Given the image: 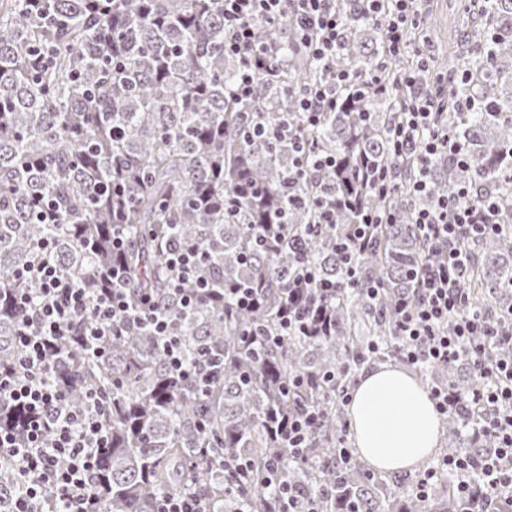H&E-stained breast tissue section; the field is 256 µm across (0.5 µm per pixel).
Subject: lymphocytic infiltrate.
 I'll use <instances>...</instances> for the list:
<instances>
[{
	"label": "lymphocytic infiltrate",
	"instance_id": "obj_1",
	"mask_svg": "<svg viewBox=\"0 0 512 512\" xmlns=\"http://www.w3.org/2000/svg\"><path fill=\"white\" fill-rule=\"evenodd\" d=\"M368 2L372 20L384 30L388 57L402 56L408 34L419 22L415 0ZM286 14L293 16L295 34L315 60L329 63L343 45L345 25L336 0H224V51L245 59L233 89L239 100H251L261 79L276 76L277 67L263 48L257 25ZM372 85L403 90V119L392 133L393 151L398 156L414 155L420 172L414 190L425 192L432 160L443 153L460 155L461 148L447 133L432 127L443 89L420 88L413 71L393 75L384 68L364 78L349 70L331 72L298 99L302 124L316 125L323 113L335 110L340 91ZM498 210L494 202L470 201L467 189L461 188L435 208L415 213L420 236L442 259L423 266L416 276L415 298L401 304L395 320L399 354L409 364L421 368L464 358L473 365L476 380L468 396L436 385L431 397L440 414H477L475 434L489 443L490 450L481 459L461 453L441 457L416 481V492L423 496L445 474L455 473L461 512H473L477 499L482 500L484 512H512V356L491 358L485 351L489 344L512 346V311L491 321L473 309L462 288L472 266L465 242L498 231L493 221ZM382 221V216L366 212L350 226L340 245L348 275H356L354 256L371 244L373 227ZM165 252L168 288L184 309H191L211 290L197 277L202 254L178 240L167 241ZM127 274L118 263L100 270L104 286L89 294L63 272L45 245L18 272L36 288L34 295L13 298L17 325L12 341L19 356L0 362V408L22 415L19 427L0 425V474H13L18 484L11 512H99L96 463L110 437L105 399L92 393L83 409L66 405L62 390L52 381L48 360L57 340L82 337L98 354L126 327L144 325L160 344L173 375L190 372L172 334L170 315L150 296L139 307H130L122 287ZM191 280L196 289L189 292L185 284Z\"/></svg>",
	"mask_w": 512,
	"mask_h": 512
}]
</instances>
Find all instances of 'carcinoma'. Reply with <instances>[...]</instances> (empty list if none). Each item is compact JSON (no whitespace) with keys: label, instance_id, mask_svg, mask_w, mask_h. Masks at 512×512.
<instances>
[{"label":"carcinoma","instance_id":"cac0c4a2","mask_svg":"<svg viewBox=\"0 0 512 512\" xmlns=\"http://www.w3.org/2000/svg\"><path fill=\"white\" fill-rule=\"evenodd\" d=\"M103 5L91 13L92 0H0V359L15 357L7 338L17 317L6 294L34 292L14 272L38 247L50 244L62 270L94 294L96 272L112 264V236L123 233L130 239L122 257L130 304L156 297L176 314L173 333L186 364L204 356L218 368L203 381L173 377L161 348L139 327L112 337L101 358L70 338L59 345L50 358L53 381L70 408H84L92 388L108 393L110 446L96 467L100 512H157L174 491L207 493L213 512H270L279 484L265 479L269 469L319 512H457L450 480L424 500L411 476L386 481L353 458L338 460L336 392L375 354H398L396 308L414 298V272L439 260L412 224L413 212L461 187L492 201L512 187V0L490 3L482 52L460 58L448 51L455 71L466 75L448 100L465 94L481 108L441 106L439 123L463 157L437 160L430 193L417 197L409 194L416 162L392 151L401 91L365 89L317 126L302 127L297 99L327 70L291 38L289 16L261 26L269 56L281 65L278 77L240 102L231 91L243 60L224 53V0ZM336 10L346 18L347 38L332 66L374 73L385 58L380 28L360 0H336ZM285 125L302 129L338 168L318 171L288 137L257 132ZM366 159L393 172L387 193L364 185L358 170ZM288 185L303 204L287 205ZM356 194L393 223L376 225L374 244L356 258L354 281L338 244L358 212L338 207L331 223L310 224L314 202ZM41 199L58 208L57 223L38 221ZM286 205L289 237L300 247H253L255 229ZM169 238L200 248L202 274L217 291L261 284L260 304L238 311L229 296L203 297L179 313L161 271ZM466 247L473 269L462 288L495 322L498 311L512 308V234L472 238ZM300 262L334 285L325 326L247 349L249 333L276 330L288 273ZM464 365L429 374L465 395L473 373ZM309 409L320 418L307 451L295 456L274 429ZM466 422L445 419L446 452L478 457L484 441L472 436L460 448ZM227 458L254 463L256 478L240 481L224 466Z\"/></svg>","mask_w":512,"mask_h":512}]
</instances>
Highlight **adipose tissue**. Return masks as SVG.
<instances>
[{
  "mask_svg": "<svg viewBox=\"0 0 512 512\" xmlns=\"http://www.w3.org/2000/svg\"><path fill=\"white\" fill-rule=\"evenodd\" d=\"M348 412L357 452L374 470L412 469L439 444L440 417L427 389L399 367L362 370Z\"/></svg>",
  "mask_w": 512,
  "mask_h": 512,
  "instance_id": "1",
  "label": "adipose tissue"
}]
</instances>
